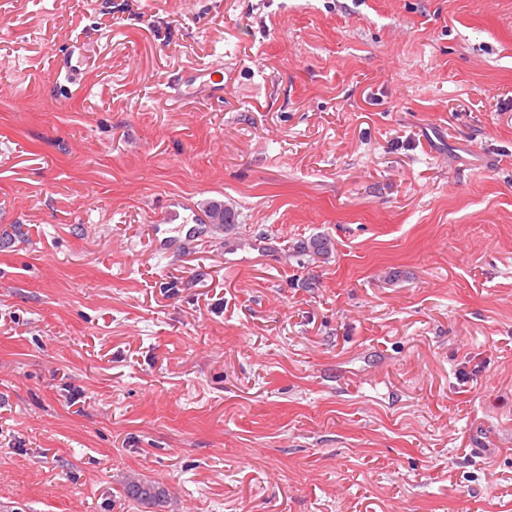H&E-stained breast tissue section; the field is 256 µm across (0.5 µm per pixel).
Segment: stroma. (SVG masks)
Segmentation results:
<instances>
[{
	"instance_id": "35a3bbf8",
	"label": "stroma",
	"mask_w": 512,
	"mask_h": 512,
	"mask_svg": "<svg viewBox=\"0 0 512 512\" xmlns=\"http://www.w3.org/2000/svg\"><path fill=\"white\" fill-rule=\"evenodd\" d=\"M0 512H512V0H0ZM125 493L131 500L146 504L160 503L165 498V491L151 481L130 480L125 485Z\"/></svg>"
}]
</instances>
